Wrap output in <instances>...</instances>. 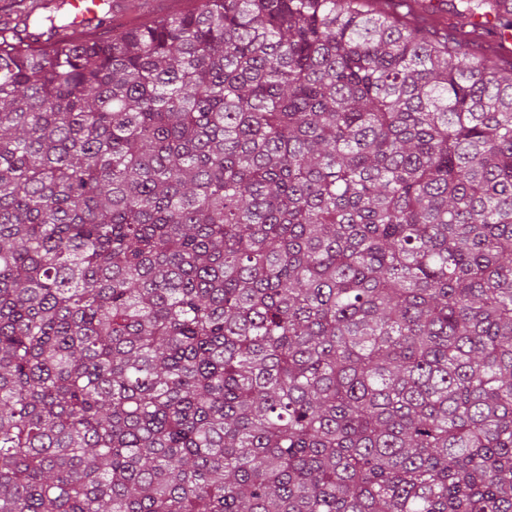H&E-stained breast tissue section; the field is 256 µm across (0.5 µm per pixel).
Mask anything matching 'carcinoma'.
<instances>
[{
  "label": "carcinoma",
  "mask_w": 512,
  "mask_h": 512,
  "mask_svg": "<svg viewBox=\"0 0 512 512\" xmlns=\"http://www.w3.org/2000/svg\"><path fill=\"white\" fill-rule=\"evenodd\" d=\"M367 2L0 13V512H512V0ZM90 0H70L71 5L74 8V17L69 27L68 33L72 38H82L85 36L92 35L96 30L88 18L92 16V13H87ZM163 1L167 0H112V22L102 36L115 35L152 20L171 4ZM415 6L424 7L430 17L431 25L441 33H451L456 25V16L452 11L450 0H408ZM413 1H419V4Z\"/></svg>",
  "instance_id": "carcinoma-1"
}]
</instances>
